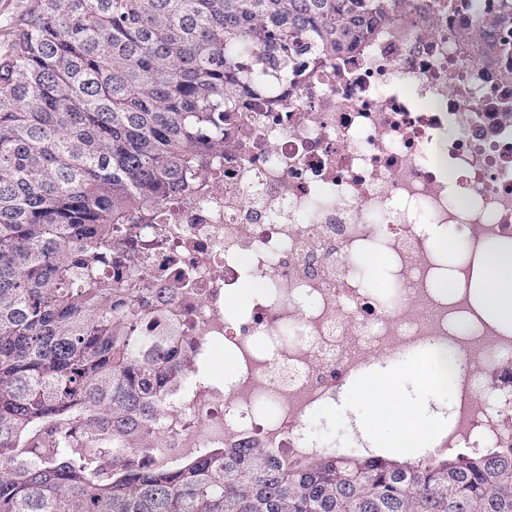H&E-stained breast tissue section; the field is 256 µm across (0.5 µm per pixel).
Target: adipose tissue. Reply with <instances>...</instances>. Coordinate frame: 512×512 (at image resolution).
Here are the masks:
<instances>
[{
	"label": "adipose tissue",
	"instance_id": "ef3b65f1",
	"mask_svg": "<svg viewBox=\"0 0 512 512\" xmlns=\"http://www.w3.org/2000/svg\"><path fill=\"white\" fill-rule=\"evenodd\" d=\"M473 291L488 316L512 327V249L491 246L485 250Z\"/></svg>",
	"mask_w": 512,
	"mask_h": 512
}]
</instances>
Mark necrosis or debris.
Instances as JSON below:
<instances>
[{
  "instance_id": "4bbe7bcc",
  "label": "necrosis or debris",
  "mask_w": 512,
  "mask_h": 512,
  "mask_svg": "<svg viewBox=\"0 0 512 512\" xmlns=\"http://www.w3.org/2000/svg\"><path fill=\"white\" fill-rule=\"evenodd\" d=\"M473 22L407 0L288 86L268 74L283 110L233 123L215 179L116 254L132 271L151 244L148 285L174 291L144 335L190 341L204 358L220 342L237 363L221 382L194 369L162 387L146 464L202 448L285 461L370 454L356 417L337 438L319 419L375 362L419 350L460 361L431 456L512 446V331L469 293L478 253L512 243V60L462 42ZM450 230L466 246L451 265L435 249ZM370 254L384 259L395 302L368 287ZM446 276L459 283L449 297L435 288ZM247 286L249 306L227 314Z\"/></svg>"
}]
</instances>
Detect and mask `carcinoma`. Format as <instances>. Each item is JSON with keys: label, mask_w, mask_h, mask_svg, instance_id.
Here are the masks:
<instances>
[{"label": "carcinoma", "mask_w": 512, "mask_h": 512, "mask_svg": "<svg viewBox=\"0 0 512 512\" xmlns=\"http://www.w3.org/2000/svg\"><path fill=\"white\" fill-rule=\"evenodd\" d=\"M473 0H434L448 14ZM400 0H26L0 14V512H512V448L422 460L204 448L149 467L169 343L112 251L217 174L224 125ZM512 56V0L460 34Z\"/></svg>", "instance_id": "obj_1"}]
</instances>
